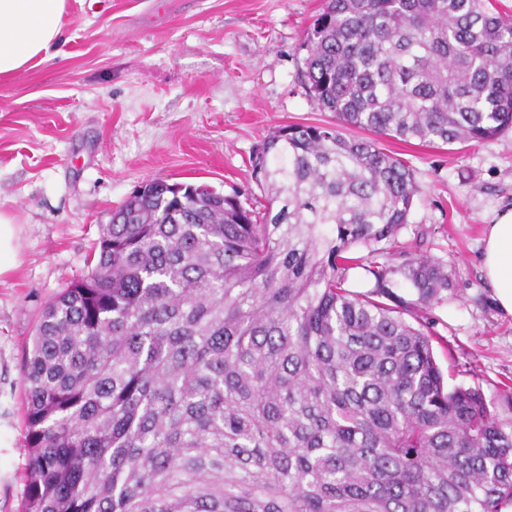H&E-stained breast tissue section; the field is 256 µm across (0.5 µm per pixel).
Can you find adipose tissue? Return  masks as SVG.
Returning a JSON list of instances; mask_svg holds the SVG:
<instances>
[{
  "instance_id": "adipose-tissue-1",
  "label": "adipose tissue",
  "mask_w": 512,
  "mask_h": 512,
  "mask_svg": "<svg viewBox=\"0 0 512 512\" xmlns=\"http://www.w3.org/2000/svg\"><path fill=\"white\" fill-rule=\"evenodd\" d=\"M66 0H0V77L52 57ZM481 269L498 309L512 315V209L486 228Z\"/></svg>"
}]
</instances>
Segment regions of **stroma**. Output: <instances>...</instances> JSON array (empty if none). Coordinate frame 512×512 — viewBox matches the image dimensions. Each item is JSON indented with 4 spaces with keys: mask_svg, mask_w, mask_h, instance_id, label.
<instances>
[{
    "mask_svg": "<svg viewBox=\"0 0 512 512\" xmlns=\"http://www.w3.org/2000/svg\"><path fill=\"white\" fill-rule=\"evenodd\" d=\"M324 0H67L54 59L0 79V212L19 229L0 276V512H19L28 456L20 366L38 314L85 277L100 227L151 179L205 184L264 210L250 160L277 127L332 122L301 82ZM420 189L397 248L453 286L423 320L448 385L480 388L512 426V316L480 263L512 209V130L469 145L381 139Z\"/></svg>",
    "mask_w": 512,
    "mask_h": 512,
    "instance_id": "35a3bbf8",
    "label": "stroma"
}]
</instances>
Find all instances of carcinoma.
Returning <instances> with one entry per match:
<instances>
[{
    "label": "carcinoma",
    "instance_id": "carcinoma-1",
    "mask_svg": "<svg viewBox=\"0 0 512 512\" xmlns=\"http://www.w3.org/2000/svg\"><path fill=\"white\" fill-rule=\"evenodd\" d=\"M300 49L335 122L281 127L252 156L266 212L145 181L102 226L87 276L42 309L22 362L21 512L512 502V430L481 390L445 385L433 336L408 321L452 279L431 256L388 263L419 188L379 142L511 129L512 14L497 0H325ZM355 267L371 292L348 289Z\"/></svg>",
    "mask_w": 512,
    "mask_h": 512
}]
</instances>
